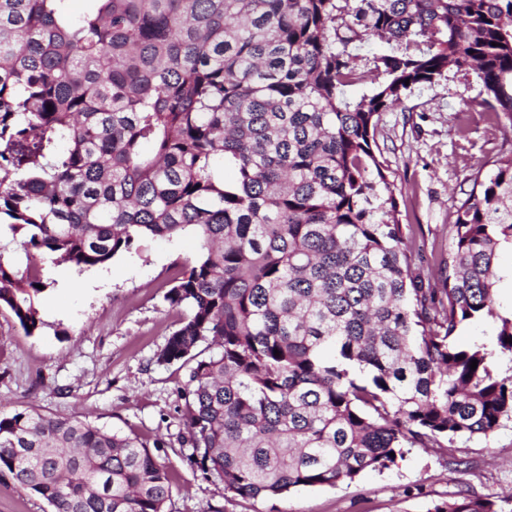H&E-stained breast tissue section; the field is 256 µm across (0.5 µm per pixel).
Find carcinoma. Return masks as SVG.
Instances as JSON below:
<instances>
[{
	"label": "carcinoma",
	"instance_id": "1",
	"mask_svg": "<svg viewBox=\"0 0 512 512\" xmlns=\"http://www.w3.org/2000/svg\"><path fill=\"white\" fill-rule=\"evenodd\" d=\"M68 2L0 0V226L27 258L0 254V306L27 334L42 264L82 272L191 232L164 295L188 314L158 362L188 366V461L224 490L348 485L512 420V373L455 341L495 317L512 358L495 299L512 152L464 192L448 277L425 289L373 151L380 114L454 67L481 85L465 111L512 127V0ZM365 35L397 48L353 100ZM4 475L53 512H165L171 495L138 437L35 410L0 414ZM433 512L497 510L462 494Z\"/></svg>",
	"mask_w": 512,
	"mask_h": 512
}]
</instances>
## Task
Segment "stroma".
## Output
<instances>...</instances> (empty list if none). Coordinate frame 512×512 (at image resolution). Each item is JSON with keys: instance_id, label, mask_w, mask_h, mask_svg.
<instances>
[{"instance_id": "1", "label": "stroma", "mask_w": 512, "mask_h": 512, "mask_svg": "<svg viewBox=\"0 0 512 512\" xmlns=\"http://www.w3.org/2000/svg\"><path fill=\"white\" fill-rule=\"evenodd\" d=\"M481 87L473 75L416 86L382 112L376 141L386 173L401 191V222L413 255L412 272L424 287L448 275L441 263L461 193L478 169L512 150V130L465 111ZM198 252L187 233L141 242L105 269L75 271L46 264L43 325L26 334L0 307V413L36 410L77 415L94 425L138 435L173 473L166 512H432L462 491L512 512V421L489 437L458 439L444 448H414L397 466L361 474L351 484L312 487L277 498L244 499L194 470L184 444L187 380L181 364L157 357L187 311L164 294L177 267ZM498 315L512 314V252L499 257ZM497 315V317H498ZM497 317L465 322L463 345L495 348Z\"/></svg>"}]
</instances>
